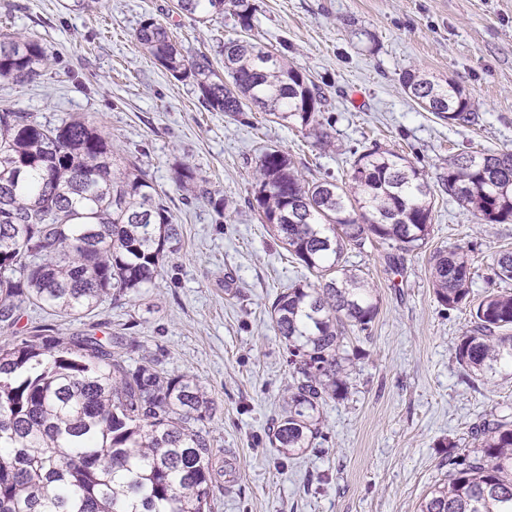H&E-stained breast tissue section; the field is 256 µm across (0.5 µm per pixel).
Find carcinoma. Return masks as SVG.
<instances>
[{
    "label": "carcinoma",
    "mask_w": 512,
    "mask_h": 512,
    "mask_svg": "<svg viewBox=\"0 0 512 512\" xmlns=\"http://www.w3.org/2000/svg\"><path fill=\"white\" fill-rule=\"evenodd\" d=\"M180 10L209 18L230 12L253 28L251 0H178ZM135 39L171 76L193 77L204 104L236 114L254 107L317 132L322 141L323 88L282 51L242 37L224 43V75L189 59L153 17ZM54 58L51 47L21 34L0 35V78L31 81ZM420 108L452 125L477 124L466 91L418 68L399 77ZM440 190L482 224L512 223V151L459 153L438 177ZM434 194L405 156L374 143L362 149L348 182L303 177L289 155L266 149L258 159L253 200L262 223L315 282L276 295L271 322L285 344L291 382L287 409L269 431L272 447L299 455L319 434L327 401L345 396L346 367L358 356L344 345L349 327L369 328L378 301L368 282L343 263L366 242L404 251L428 244ZM180 237L168 207L142 168L121 160L93 121L59 126L22 109H0V328L24 306L77 319L109 297L135 294L161 273ZM472 258L461 247L431 257L437 301L470 307L457 347L477 377L512 365V292L470 300ZM491 270L512 282V251ZM122 336L107 349L97 338L52 334L0 338V512H210L217 470L204 421L214 401L200 383L160 368L145 355L134 364ZM475 448L448 454V478L433 485L420 512H512V417L476 426Z\"/></svg>",
    "instance_id": "cac0c4a2"
}]
</instances>
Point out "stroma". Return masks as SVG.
Instances as JSON below:
<instances>
[{
  "mask_svg": "<svg viewBox=\"0 0 512 512\" xmlns=\"http://www.w3.org/2000/svg\"><path fill=\"white\" fill-rule=\"evenodd\" d=\"M251 38L286 50L326 83L330 146L300 126L261 112L205 107L193 79H177L137 45L151 16L185 55L224 69V42L241 30L231 14L200 19L177 0H0V32L52 46L39 77L0 82L12 104L41 123L95 118L116 154L137 162L165 196L181 241L152 285L105 301L77 320L22 310L11 335L50 325L60 337L136 340L131 358L158 355L165 369L197 379L216 410L205 423L233 482L216 487L212 512H418L448 473V443L470 447L471 430L512 414V367L487 380L456 358L470 316L448 311L430 282L433 252L469 249L471 299L499 291L495 253L512 250V224H479L436 192L427 246L403 252L376 242L348 251L378 299L368 330L352 334L361 354L348 392L324 408L321 435L285 457L268 428L285 407L288 366L269 308L278 293L310 278L250 206L263 148L291 155L303 176L345 179L356 150L377 142L398 151L429 181L460 152L512 150V0H252ZM418 68L468 92L479 114L462 128L420 109L400 73ZM193 167L197 188L179 190L175 171Z\"/></svg>",
  "mask_w": 512,
  "mask_h": 512,
  "instance_id": "stroma-1",
  "label": "stroma"
}]
</instances>
